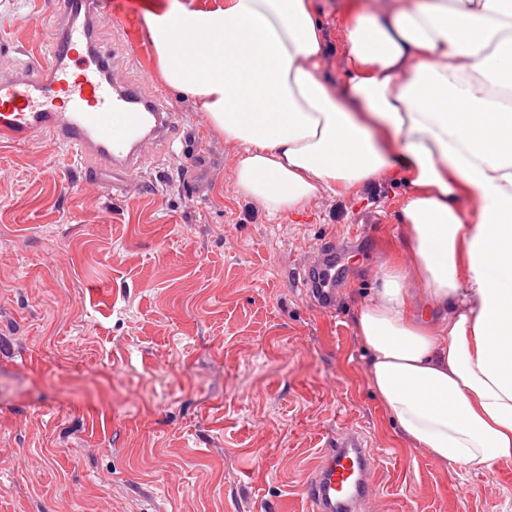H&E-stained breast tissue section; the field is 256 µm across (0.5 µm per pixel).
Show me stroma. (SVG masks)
<instances>
[{
	"label": "stroma",
	"mask_w": 512,
	"mask_h": 512,
	"mask_svg": "<svg viewBox=\"0 0 512 512\" xmlns=\"http://www.w3.org/2000/svg\"><path fill=\"white\" fill-rule=\"evenodd\" d=\"M95 24L121 78L177 114L170 147L87 177L57 141L0 144V512H312L303 489L343 428L377 459L364 512H512V462L434 465L397 436L354 331L404 188L269 217L237 196L239 148L159 71L143 14ZM323 77L344 79L336 0ZM62 0H0V73L47 45ZM351 239L333 312L297 273Z\"/></svg>",
	"instance_id": "stroma-1"
}]
</instances>
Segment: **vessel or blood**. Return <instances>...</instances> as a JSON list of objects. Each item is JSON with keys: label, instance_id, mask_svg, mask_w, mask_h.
I'll list each match as a JSON object with an SVG mask.
<instances>
[{"label": "vessel or blood", "instance_id": "b4317fda", "mask_svg": "<svg viewBox=\"0 0 512 512\" xmlns=\"http://www.w3.org/2000/svg\"><path fill=\"white\" fill-rule=\"evenodd\" d=\"M98 0L65 9L38 65L0 77V142L22 144L48 135L66 145L81 166L90 162L125 174L146 160L145 142L170 141L174 116L141 87L112 84L110 61L96 47ZM344 246L321 242L301 286L318 305L336 304ZM375 461L362 431L341 430L322 466L304 488L313 512H360Z\"/></svg>", "mask_w": 512, "mask_h": 512}]
</instances>
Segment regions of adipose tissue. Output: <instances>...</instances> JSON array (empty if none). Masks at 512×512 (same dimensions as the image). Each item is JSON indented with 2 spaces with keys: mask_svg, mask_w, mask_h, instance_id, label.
I'll return each mask as SVG.
<instances>
[{
  "mask_svg": "<svg viewBox=\"0 0 512 512\" xmlns=\"http://www.w3.org/2000/svg\"><path fill=\"white\" fill-rule=\"evenodd\" d=\"M342 88L314 0H171L144 15L161 74L240 146L268 215L405 184L355 319L399 435L442 467L512 461V0H344Z\"/></svg>",
  "mask_w": 512,
  "mask_h": 512,
  "instance_id": "1",
  "label": "adipose tissue"
}]
</instances>
